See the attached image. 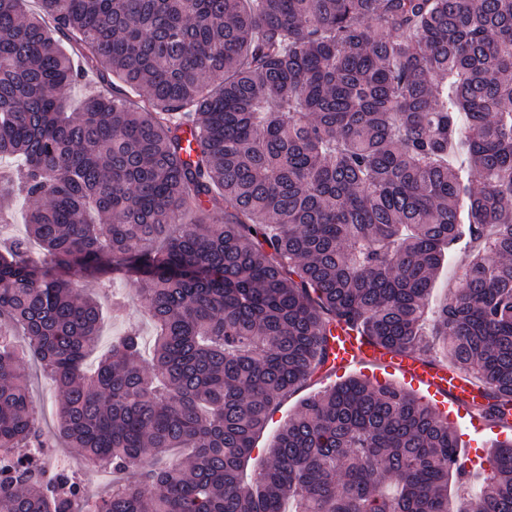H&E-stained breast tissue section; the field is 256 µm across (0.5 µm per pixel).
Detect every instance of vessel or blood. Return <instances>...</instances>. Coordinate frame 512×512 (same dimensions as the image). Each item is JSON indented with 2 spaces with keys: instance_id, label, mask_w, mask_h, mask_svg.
Returning a JSON list of instances; mask_svg holds the SVG:
<instances>
[{
  "instance_id": "b4317fda",
  "label": "vessel or blood",
  "mask_w": 512,
  "mask_h": 512,
  "mask_svg": "<svg viewBox=\"0 0 512 512\" xmlns=\"http://www.w3.org/2000/svg\"><path fill=\"white\" fill-rule=\"evenodd\" d=\"M331 346L337 371H345L363 362L400 371L413 384L425 388L436 409L442 413L459 406L461 398L472 389L469 382L441 368L439 364L412 357L397 358L380 352L372 349L364 337L343 329L337 330Z\"/></svg>"
}]
</instances>
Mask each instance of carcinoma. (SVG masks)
Listing matches in <instances>:
<instances>
[{
  "instance_id": "cac0c4a2",
  "label": "carcinoma",
  "mask_w": 512,
  "mask_h": 512,
  "mask_svg": "<svg viewBox=\"0 0 512 512\" xmlns=\"http://www.w3.org/2000/svg\"><path fill=\"white\" fill-rule=\"evenodd\" d=\"M0 0V512H77L84 490L13 457L68 441L116 474L97 512H512V439L468 478L448 418L334 366L341 327L421 357L434 311L478 415L512 416V0ZM52 25H47L45 19ZM87 69L126 89L64 92ZM192 131L193 140L184 135ZM192 201L211 215L185 225ZM42 253H28V240ZM123 272L156 325L85 370ZM60 394L45 431L11 343ZM456 479L470 493L448 497Z\"/></svg>"
}]
</instances>
